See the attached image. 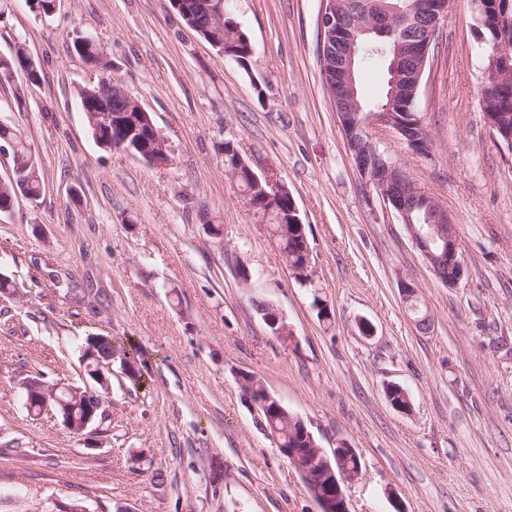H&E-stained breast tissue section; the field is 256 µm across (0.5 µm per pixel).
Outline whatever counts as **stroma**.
Instances as JSON below:
<instances>
[{
	"mask_svg": "<svg viewBox=\"0 0 512 512\" xmlns=\"http://www.w3.org/2000/svg\"><path fill=\"white\" fill-rule=\"evenodd\" d=\"M321 0H228L248 68L218 55L170 0H55L47 15L0 0V56L24 44L39 71L0 82V121L24 133L43 182L0 212V512H321L256 423L239 377H260L321 448H354L350 512H512V151L480 106L471 0H455L416 110L430 152L390 135L407 177L459 222L463 279L442 283L361 180L324 88ZM150 113L172 163L96 143L78 92L98 72ZM275 169L305 225L314 284L291 275L268 224L224 173V144ZM224 228L214 238L208 224ZM253 273L248 287L238 266ZM420 290V331L399 281ZM272 304L276 335L255 308ZM142 347L148 375L114 372L89 449L50 414H28L18 379L80 385V344ZM410 408L393 407L390 386ZM73 49L87 65L103 61V53L92 36L84 35L75 38Z\"/></svg>",
	"mask_w": 512,
	"mask_h": 512,
	"instance_id": "1",
	"label": "stroma"
}]
</instances>
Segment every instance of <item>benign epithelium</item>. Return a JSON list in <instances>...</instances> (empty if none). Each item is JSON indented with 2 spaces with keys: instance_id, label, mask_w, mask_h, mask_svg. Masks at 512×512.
Listing matches in <instances>:
<instances>
[{
  "instance_id": "7a95c632",
  "label": "benign epithelium",
  "mask_w": 512,
  "mask_h": 512,
  "mask_svg": "<svg viewBox=\"0 0 512 512\" xmlns=\"http://www.w3.org/2000/svg\"><path fill=\"white\" fill-rule=\"evenodd\" d=\"M223 4L224 0H205L200 7L213 16L215 22V25L210 27L209 41L219 49L221 56L226 57L228 53L225 47L229 39L235 36V32L224 24ZM452 4L453 0H418L416 7L404 12L406 34L398 37L393 19L399 14V10L390 5L383 6L382 16L374 19L345 14L337 8V0H322L319 16V57L330 101H336V96L339 95L350 104H355L353 65L358 52L357 34L361 33L391 38L395 36L398 49L412 58L414 69L406 75L407 85L410 86V99L407 100V105H412L429 62L431 44L438 36ZM106 94V87L101 82L98 85V96L84 99L81 103V110L90 120L100 146L106 149L118 148L127 153L131 152V148L136 147L148 163L156 166L168 164L170 158L166 140L154 126L150 125L147 111L138 100L131 96L127 97L130 107L134 108L132 112H112L101 106L100 97ZM336 114L347 143L364 146L365 150L376 159V167L371 168L361 162L359 155H354V163L361 179L371 185L383 204L407 224L416 247L434 273H439L443 263L446 262L448 267L454 269V277L448 280V285L458 284L464 277L465 268L461 257L456 218L444 209L438 210L435 223L430 225V232L425 235L411 225L415 204L426 206L433 201V198L414 185L408 193L398 192L395 189L397 180L400 178L404 180L406 176L400 165L393 161L381 147L385 135L394 133L411 151H416L417 135L427 133L423 122L409 125L403 122L398 113L389 109L371 113L365 122L358 125L351 123L350 114L346 109L338 108ZM143 125L149 126L153 139H143L136 142L134 146L129 144V136ZM114 128L124 130L127 137L115 140L110 138L109 132ZM237 164L249 171L255 186V192L245 196L248 210L261 221H268L272 210L275 209L273 201L286 192L285 184L281 178L272 175L269 169L255 172L251 164L241 155L237 156ZM288 200V220L297 225L301 254L304 256L303 268L294 272V275L309 282L311 281L309 244L296 203L291 196ZM105 369L104 373L91 374L90 381L82 387L67 386V389L76 397L81 395L86 398L95 397L93 404L86 406L84 418L80 422L73 421L69 417L65 404L56 398V390L61 388V385L50 386L41 382L38 377H27L18 380V387L25 391L26 398L38 397L42 412L60 417L63 425L73 433L91 437L97 433L98 429L96 412L103 407L102 397L96 396L95 385L108 388L106 373L112 372V365H106ZM281 455L300 471L306 483L327 481L329 492L320 498L322 512H350L343 486L354 479L355 475H347L339 480L330 468L323 474L312 473L301 465V452L297 448H283Z\"/></svg>"
}]
</instances>
